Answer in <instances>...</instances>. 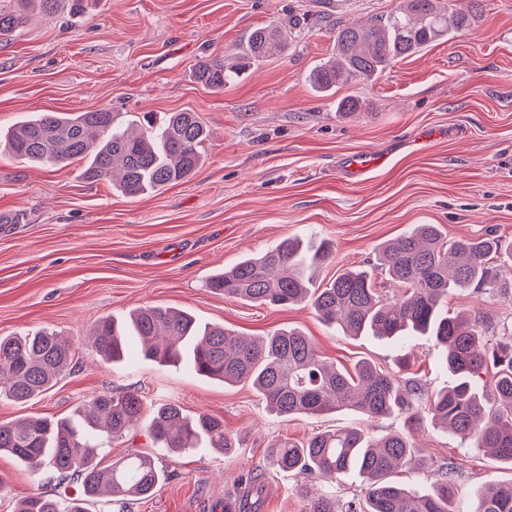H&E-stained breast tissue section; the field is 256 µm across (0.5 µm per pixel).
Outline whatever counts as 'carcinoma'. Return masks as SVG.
<instances>
[{
  "label": "carcinoma",
  "instance_id": "cac0c4a2",
  "mask_svg": "<svg viewBox=\"0 0 512 512\" xmlns=\"http://www.w3.org/2000/svg\"><path fill=\"white\" fill-rule=\"evenodd\" d=\"M466 10L449 0H398L387 15L348 24L336 32L335 59L311 75L327 92L349 81H367L391 63L450 35L479 26L488 0H469ZM37 4L47 18L64 8L70 16L86 12L88 0H10L0 4V41L28 21ZM295 27L277 23L255 29L240 66L224 58L204 60L196 79L222 89L246 66L284 55ZM206 127L195 112H170L159 124L125 129L108 110L42 112L12 127L4 147L25 163L67 166L85 161L81 175L109 179L124 195L155 192L191 177L202 165ZM502 251L494 237L448 238L435 224H417L387 242L376 260L346 268L325 287L315 288L311 269L331 255L328 243L313 248L296 237L281 240L264 254L246 257L206 281L211 291L258 305L306 303L326 324L348 336L370 333L381 339L431 336L442 348L451 384L428 395L416 380H404L368 361L340 370L325 361L311 339L297 329H280L258 339L243 338L222 326L201 324L187 312L146 306L125 321L102 318L94 326L97 352L107 361L123 359L127 337L136 336L143 355L160 365L190 364L193 371L226 384H249L282 416L320 415L354 410L366 418L404 417V428L370 435L339 428L300 442L278 438L266 461L277 472H294L333 483L350 470L363 478V501L337 505L336 497L309 496L306 512H460L454 464L441 472L433 490L420 493L392 480L410 466L417 445L413 433L428 420L462 443L473 442L512 464V340L494 342L491 319L476 313H449L453 292L495 294L512 288V264H493ZM391 282L402 294H382ZM74 357L72 345L55 333L0 336V394L23 403L49 390ZM144 403L136 391L103 394L76 412L78 419L35 416L0 423V453L13 456L34 474L46 469L60 480L78 479L77 498L37 495L19 500L15 512H87L102 494L120 502L148 498L163 473L154 457L129 454L100 466L95 449L123 438L139 424ZM150 431L169 453L200 445L230 454L239 447L224 432V421L207 413L192 418L174 403L153 412ZM251 496L240 512H259L262 474L245 483ZM470 512H512V482L489 486Z\"/></svg>",
  "mask_w": 512,
  "mask_h": 512
}]
</instances>
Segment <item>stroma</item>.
Wrapping results in <instances>:
<instances>
[{"label": "stroma", "instance_id": "stroma-1", "mask_svg": "<svg viewBox=\"0 0 512 512\" xmlns=\"http://www.w3.org/2000/svg\"><path fill=\"white\" fill-rule=\"evenodd\" d=\"M397 0H90L76 20L31 13L0 43V130L41 112H196L205 160L189 180L139 197L111 182L85 180L81 163L37 167L0 153V214L22 221L0 229V336L56 332L75 357L55 386L18 403L0 396V423L24 416H71L100 395L140 392L147 409L179 405L224 421L240 446L231 455L196 448L162 457L155 493L126 503L98 501L89 512H212L238 496L239 474L263 465L271 441H299L336 427L380 435L400 416L366 419L345 410L283 417L247 384L227 385L188 364L143 359L138 345L104 363L90 336L102 317L150 305L174 307L204 324L258 338L295 328L320 354L350 369L362 360L420 380L427 393L448 385L432 337L401 345L345 336L307 305H255L216 294L208 277L287 237L329 242L316 275L324 286L348 267L374 261L379 247L417 224L448 237L495 235L512 249V0H488L481 25L393 62L372 80L317 93L312 72L333 53L340 25L392 11ZM299 19L286 54L251 63L224 89L197 82L196 65L234 57L250 32ZM357 99L360 111L339 113ZM372 152L384 163L345 178L343 159ZM490 315L495 337L512 336V293H453L449 311ZM421 462L400 482L430 491L438 468L459 467L463 500L512 468L484 449L425 425L415 434ZM298 477L267 470L260 512H305ZM79 483L31 475L0 455V512L33 494L76 497Z\"/></svg>", "mask_w": 512, "mask_h": 512}]
</instances>
